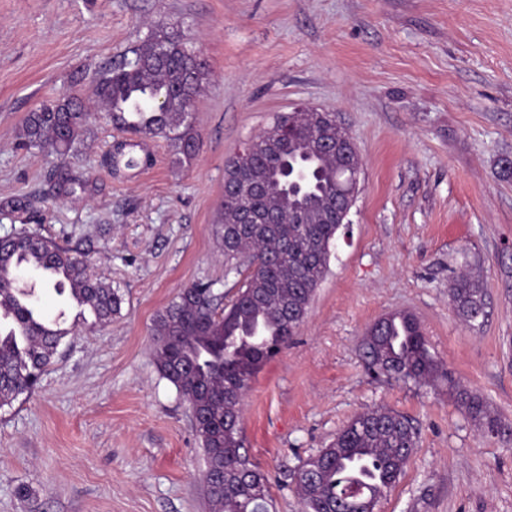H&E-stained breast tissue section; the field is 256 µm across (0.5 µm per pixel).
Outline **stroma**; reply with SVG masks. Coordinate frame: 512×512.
Returning a JSON list of instances; mask_svg holds the SVG:
<instances>
[{
	"label": "stroma",
	"mask_w": 512,
	"mask_h": 512,
	"mask_svg": "<svg viewBox=\"0 0 512 512\" xmlns=\"http://www.w3.org/2000/svg\"><path fill=\"white\" fill-rule=\"evenodd\" d=\"M160 21L209 63L200 150L181 164L150 140L151 165L111 173L101 159L118 137L93 79ZM62 93L92 112L70 193L55 155L17 145L25 115ZM299 104L335 113L362 171L349 239L245 399L243 450L269 478L270 512H304L283 471L367 408L407 416L419 436L375 512H512V440L484 435L448 390L512 423V0H0V237L24 228L80 248L123 296L102 326L39 289L71 332L36 391L0 408V512H209L201 444L156 368L152 328L192 282L236 294L214 233L224 165ZM463 270L486 293L473 327L448 296ZM403 312L451 382L367 370V331Z\"/></svg>",
	"instance_id": "1"
}]
</instances>
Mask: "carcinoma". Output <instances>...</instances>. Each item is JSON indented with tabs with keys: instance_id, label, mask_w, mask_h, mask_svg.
I'll list each match as a JSON object with an SVG mask.
<instances>
[{
	"instance_id": "obj_1",
	"label": "carcinoma",
	"mask_w": 512,
	"mask_h": 512,
	"mask_svg": "<svg viewBox=\"0 0 512 512\" xmlns=\"http://www.w3.org/2000/svg\"><path fill=\"white\" fill-rule=\"evenodd\" d=\"M125 60L97 77L95 91L112 125L127 135L161 138L179 162L199 149L192 109L209 79L206 62L196 61L187 38L174 24H159ZM91 112L70 94L42 102L18 130L26 148H52L64 157L82 141ZM273 126L252 138L244 154L224 166V181L238 183L242 163L251 178L272 182L261 195L227 194L215 224L229 272L243 281L225 307L209 282L182 288L157 315L153 352L160 375L171 382L191 412L201 415L195 430L204 470L199 480L210 512H269V480L242 452L241 407L255 375L303 324L317 289L329 271L332 250L345 225L336 223L329 203L336 181H349L358 155L323 141L341 136L333 112H300L292 131L272 140ZM123 142L106 156L109 167L128 169L140 159ZM247 207L269 210L276 224H240ZM45 275L59 296L89 310L102 325L112 322L123 302L119 289L89 273L88 256L26 230L0 237V407L34 391L67 330L49 323L33 301L34 288L20 273ZM449 298L458 316L473 325L484 319L486 302L479 280L455 276ZM368 371L398 381L433 383L450 376L430 352L419 324L407 314L374 325L364 337ZM451 395L490 436L512 435V426L492 415L486 402L463 388ZM417 445L411 420L397 412L368 409L357 414L334 440L288 471L305 512H333L337 502L375 512L394 488Z\"/></svg>"
}]
</instances>
